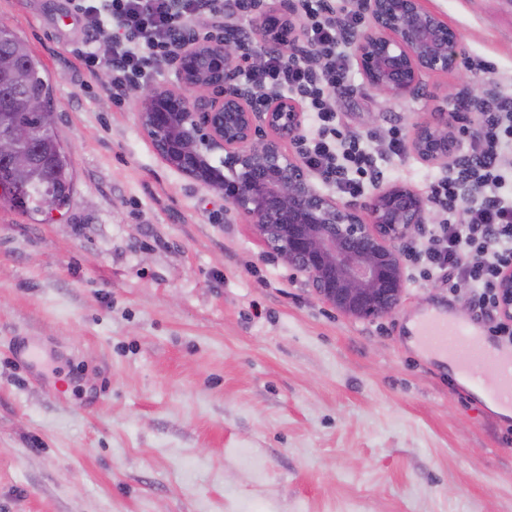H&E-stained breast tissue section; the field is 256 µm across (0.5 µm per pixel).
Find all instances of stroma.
Segmentation results:
<instances>
[{"instance_id":"35a3bbf8","label":"stroma","mask_w":512,"mask_h":512,"mask_svg":"<svg viewBox=\"0 0 512 512\" xmlns=\"http://www.w3.org/2000/svg\"><path fill=\"white\" fill-rule=\"evenodd\" d=\"M459 70L392 100L351 65L341 129L405 138L469 75L512 92V0H424ZM69 0H0L43 62L74 191L52 221L0 204V512H512V417L410 343L471 311L438 278L357 320L323 304L221 192L169 168L72 48ZM415 155L385 185L418 193ZM38 348L26 371L11 347Z\"/></svg>"}]
</instances>
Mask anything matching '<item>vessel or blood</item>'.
I'll return each instance as SVG.
<instances>
[{
  "mask_svg": "<svg viewBox=\"0 0 512 512\" xmlns=\"http://www.w3.org/2000/svg\"><path fill=\"white\" fill-rule=\"evenodd\" d=\"M413 333L425 349L452 357L473 387L512 407V352L489 350L469 323L444 312L423 314L416 320Z\"/></svg>",
  "mask_w": 512,
  "mask_h": 512,
  "instance_id": "1",
  "label": "vessel or blood"
}]
</instances>
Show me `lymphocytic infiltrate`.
Returning <instances> with one entry per match:
<instances>
[{"mask_svg":"<svg viewBox=\"0 0 512 512\" xmlns=\"http://www.w3.org/2000/svg\"><path fill=\"white\" fill-rule=\"evenodd\" d=\"M302 34L311 55L267 52L245 77L264 91L305 98L317 125L301 150L305 166L323 182L349 196L361 194L384 176L376 155L356 136L336 127L332 96L344 88L349 65L346 43L359 14H340L332 0H299ZM83 41L75 56L88 74L99 65L112 72L113 98L153 81L161 64L185 41L189 21L224 16V0H71ZM512 94L485 113L480 137L462 165L430 186V198L447 219L428 225L411 247L413 274L439 271L449 292L472 289L467 305L489 335L512 343V318L499 310V281L512 269ZM465 220H458L459 211Z\"/></svg>","mask_w":512,"mask_h":512,"instance_id":"lymphocytic-infiltrate-1","label":"lymphocytic infiltrate"}]
</instances>
